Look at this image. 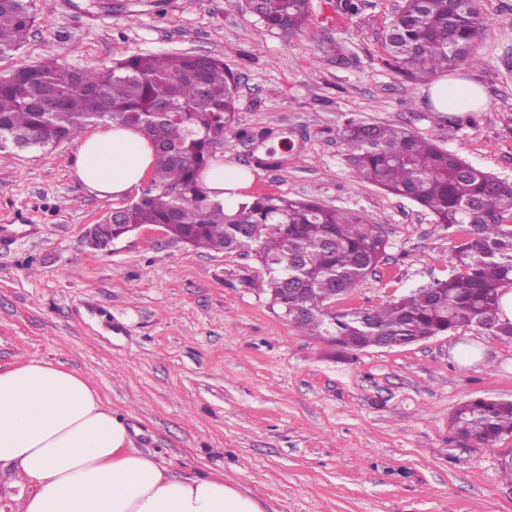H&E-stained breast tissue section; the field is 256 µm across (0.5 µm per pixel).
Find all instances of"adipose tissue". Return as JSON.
I'll return each instance as SVG.
<instances>
[{"label": "adipose tissue", "instance_id": "1", "mask_svg": "<svg viewBox=\"0 0 512 512\" xmlns=\"http://www.w3.org/2000/svg\"><path fill=\"white\" fill-rule=\"evenodd\" d=\"M429 96L451 114L485 103L480 84L443 73ZM72 163L87 190L119 198L145 185L157 156L137 131L109 124L79 137ZM253 181L220 159L203 174L211 200L225 207L245 201ZM0 474L32 484L23 512H262L223 476L175 478L131 449L125 422L91 378L45 361L0 366Z\"/></svg>", "mask_w": 512, "mask_h": 512}]
</instances>
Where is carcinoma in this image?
Segmentation results:
<instances>
[{
    "label": "carcinoma",
    "instance_id": "cac0c4a2",
    "mask_svg": "<svg viewBox=\"0 0 512 512\" xmlns=\"http://www.w3.org/2000/svg\"><path fill=\"white\" fill-rule=\"evenodd\" d=\"M267 30L293 32L309 0H254ZM35 22L31 0H0V57L19 51ZM486 32L478 0H404L382 43L386 64L411 80L452 65H475ZM237 77L224 61L196 53H132L74 68L59 58L0 74V150H36L78 139L91 124L139 130L158 164L139 197L99 222L95 249L138 225L161 224L192 247L241 251L266 275L272 305L304 335L345 355L381 343L403 346L462 329L512 337L499 297L512 286V182L393 124L350 120L345 160L359 180L408 197L448 228L467 225L448 278L374 308L326 315L384 259L381 223L313 199L260 195L227 212L210 201L202 174L232 132ZM449 427L479 448L512 435V401L477 398Z\"/></svg>",
    "mask_w": 512,
    "mask_h": 512
}]
</instances>
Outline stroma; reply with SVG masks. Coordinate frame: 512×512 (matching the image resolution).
<instances>
[{
    "mask_svg": "<svg viewBox=\"0 0 512 512\" xmlns=\"http://www.w3.org/2000/svg\"><path fill=\"white\" fill-rule=\"evenodd\" d=\"M310 0L297 32L264 30L245 0H32L36 21L0 71L59 57L83 67L136 52L206 53L238 78L225 162L252 195L313 197L381 222L384 260L336 309L352 312L447 278L461 227L352 176L347 120L412 130L512 180V0H480L476 111H436L429 83L384 66L395 0ZM75 143L0 151V365L90 374L131 445L177 476L223 474L263 512H512V436L459 442L463 402L512 400V338L463 329L338 357L270 307L253 259L196 249L149 225L104 250L88 228L129 197L90 193ZM480 359L458 358V346Z\"/></svg>",
    "mask_w": 512,
    "mask_h": 512,
    "instance_id": "1",
    "label": "stroma"
}]
</instances>
